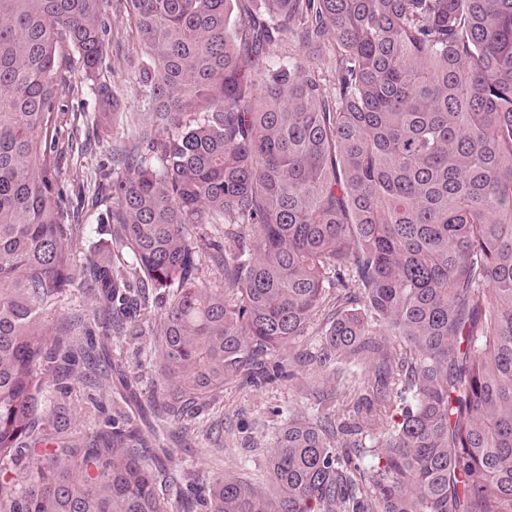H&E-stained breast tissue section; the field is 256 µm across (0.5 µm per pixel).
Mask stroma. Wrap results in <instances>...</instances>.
I'll use <instances>...</instances> for the list:
<instances>
[{"mask_svg":"<svg viewBox=\"0 0 512 512\" xmlns=\"http://www.w3.org/2000/svg\"><path fill=\"white\" fill-rule=\"evenodd\" d=\"M106 57L99 68V78L123 93L124 112L113 123L110 134L100 137L97 129L99 103L88 90L85 77L74 54L62 48L63 90L60 116L63 140L72 141L60 162V185L65 193L68 223L79 225L76 239L78 258L103 254L112 249V226L108 222L112 201L102 187L101 174L112 165V149L126 139L134 122L143 118L145 108L131 83L130 58L136 42L126 30L121 0H109ZM153 339L132 333L114 337L112 361L122 366L142 399L157 396L162 376L153 362L150 348ZM295 375L262 387L235 379L224 386L214 399L195 402L191 411L178 420H168L163 431L174 463L168 474L160 476L157 492L175 499L174 477L182 472L198 474L204 481L217 475L250 472L265 475L267 452L290 415L320 412L322 406L315 396L308 367L295 365ZM101 385L93 396L74 392L68 406V430L90 432L102 425L104 414L95 411L91 397L108 396Z\"/></svg>","mask_w":512,"mask_h":512,"instance_id":"35a3bbf8","label":"stroma"}]
</instances>
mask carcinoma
<instances>
[{
  "label": "carcinoma",
  "instance_id": "cac0c4a2",
  "mask_svg": "<svg viewBox=\"0 0 512 512\" xmlns=\"http://www.w3.org/2000/svg\"><path fill=\"white\" fill-rule=\"evenodd\" d=\"M108 2L0 0V512H169L161 415L122 373L118 417L85 440L42 409L52 385L65 405L84 353L80 324L49 315L81 273L112 361L129 261L164 301L142 327L167 413L282 377L315 317L305 363L353 400L340 420L289 417L275 493L217 475L210 512H512V0H126L148 119L106 177L121 256L80 266L60 49L119 112L96 79ZM292 32L331 75L268 61ZM214 215L224 233L193 232Z\"/></svg>",
  "mask_w": 512,
  "mask_h": 512
}]
</instances>
